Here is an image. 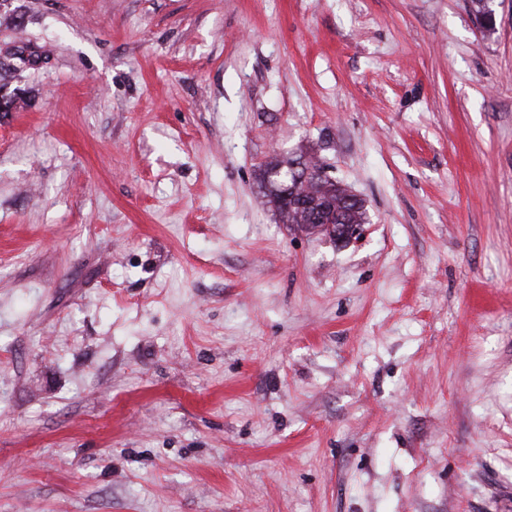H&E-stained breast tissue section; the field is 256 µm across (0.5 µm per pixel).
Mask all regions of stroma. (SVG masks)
<instances>
[{"label":"stroma","instance_id":"35a3bbf8","mask_svg":"<svg viewBox=\"0 0 512 512\" xmlns=\"http://www.w3.org/2000/svg\"><path fill=\"white\" fill-rule=\"evenodd\" d=\"M491 7L6 0L0 512H512ZM299 155L362 238L282 224ZM290 163V158H275L274 160L268 162L262 173V183L264 185V188L267 190V196L270 198V202L274 204L280 215L282 216V219L284 221V224H295L297 227H304L306 232H315L319 231L320 233L326 234L332 238L340 239L341 235L338 233V236L336 237V232L338 231V228L340 225H359L356 226L354 232L351 234L350 238H356L359 237L363 233V224L365 223V212L363 209V205L360 203L358 207L357 201L353 204L342 206V202L344 199L348 197H354L355 195L351 194L347 188H345L342 184L336 181H332L328 179L326 176L325 179L321 178L320 176L326 175V165L322 164L320 162V166L322 170L316 174V172L312 168L306 167L310 173L309 177L305 182H300V184L296 187V190L298 194L307 193V194H313L317 195L319 199H328L331 203L335 202L336 204V211L339 212V215L342 217V220H339V218L336 217V212H334L333 215V235H331L330 232H327V230L324 232L323 229H321V225L325 224V221L330 220V214L331 211L328 213L324 211H317V218L313 219L314 216V209L309 212L307 215L304 210H299L298 208H290V201L288 202L291 197L288 196V178L287 180L282 181L281 185L282 188L285 190L284 196L286 198V201L288 202V208L285 207L281 203V192L282 189L270 184V188L267 187L265 184L266 181V175L270 170H274L280 166L288 165Z\"/></svg>","mask_w":512,"mask_h":512}]
</instances>
